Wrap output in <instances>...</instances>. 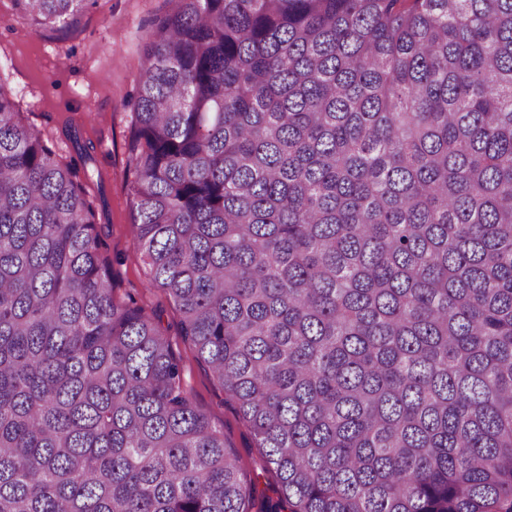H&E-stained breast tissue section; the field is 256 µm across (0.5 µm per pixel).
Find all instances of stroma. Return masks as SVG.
Returning a JSON list of instances; mask_svg holds the SVG:
<instances>
[{
	"label": "stroma",
	"mask_w": 512,
	"mask_h": 512,
	"mask_svg": "<svg viewBox=\"0 0 512 512\" xmlns=\"http://www.w3.org/2000/svg\"><path fill=\"white\" fill-rule=\"evenodd\" d=\"M170 7V0H95L75 26L36 32L14 0H0V84L12 93L23 122L45 135L62 162L76 160L73 140L94 144L87 173L115 294L135 299L154 315L181 361L193 401L223 428L254 485L252 512H264L280 497L278 480L234 404L181 336L179 311L160 291L149 289V269L134 238L133 105L152 21Z\"/></svg>",
	"instance_id": "1"
}]
</instances>
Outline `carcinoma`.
I'll use <instances>...</instances> for the list:
<instances>
[{
    "mask_svg": "<svg viewBox=\"0 0 512 512\" xmlns=\"http://www.w3.org/2000/svg\"><path fill=\"white\" fill-rule=\"evenodd\" d=\"M87 2L17 0L38 29ZM129 151L150 286L269 512H512V0H176ZM102 248L0 86V512H248Z\"/></svg>",
    "mask_w": 512,
    "mask_h": 512,
    "instance_id": "carcinoma-1",
    "label": "carcinoma"
}]
</instances>
